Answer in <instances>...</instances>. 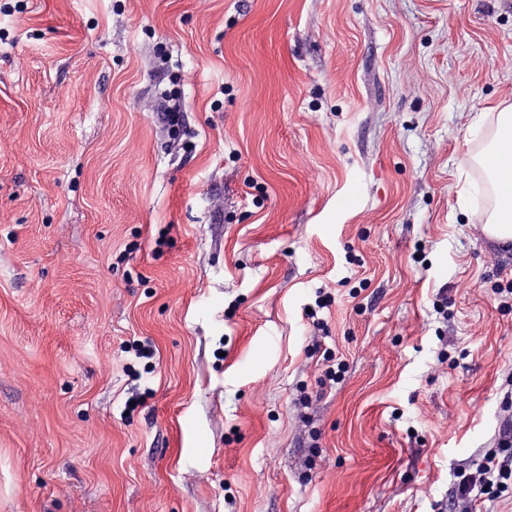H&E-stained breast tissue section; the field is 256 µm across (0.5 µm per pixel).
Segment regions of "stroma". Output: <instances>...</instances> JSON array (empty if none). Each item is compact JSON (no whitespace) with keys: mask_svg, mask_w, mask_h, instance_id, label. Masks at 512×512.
I'll list each match as a JSON object with an SVG mask.
<instances>
[{"mask_svg":"<svg viewBox=\"0 0 512 512\" xmlns=\"http://www.w3.org/2000/svg\"><path fill=\"white\" fill-rule=\"evenodd\" d=\"M509 109L512 0H0V512H512ZM481 163L495 180V208L484 221L486 232L508 245L512 241V178L501 179L504 169L512 171V113L500 112L492 145L483 154ZM498 450L486 454L483 461L476 467L475 472L465 476L459 483L460 493L470 498L475 489L479 498L487 497L494 501L512 487V436L504 434L497 443ZM502 455V460L498 457Z\"/></svg>","mask_w":512,"mask_h":512,"instance_id":"1","label":"stroma"}]
</instances>
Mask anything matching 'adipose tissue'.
<instances>
[{"label": "adipose tissue", "mask_w": 512, "mask_h": 512, "mask_svg": "<svg viewBox=\"0 0 512 512\" xmlns=\"http://www.w3.org/2000/svg\"><path fill=\"white\" fill-rule=\"evenodd\" d=\"M481 163L491 174L496 186L495 208L486 221V232L502 243L512 242V180L501 178L502 170H512V113L502 112L492 145Z\"/></svg>", "instance_id": "1"}]
</instances>
